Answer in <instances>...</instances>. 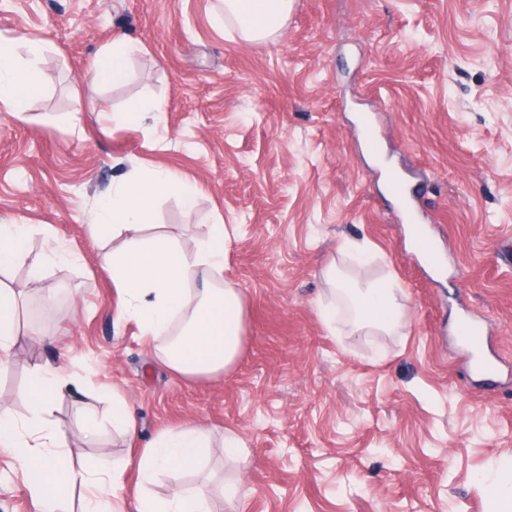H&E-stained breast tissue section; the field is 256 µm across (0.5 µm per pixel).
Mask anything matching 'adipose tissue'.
I'll return each mask as SVG.
<instances>
[{
  "label": "adipose tissue",
  "instance_id": "ef3b65f1",
  "mask_svg": "<svg viewBox=\"0 0 512 512\" xmlns=\"http://www.w3.org/2000/svg\"><path fill=\"white\" fill-rule=\"evenodd\" d=\"M248 41L275 36L284 26L291 0H224ZM26 46L20 56L18 46ZM43 43L20 37H0V106L22 116L27 100L43 87L46 76L36 60ZM172 193L193 202L190 184L168 171L134 177L113 188L98 205L92 231L110 230L125 235L122 247L103 252L102 267L121 298L124 316L134 319L153 344L158 358L186 378L224 374L242 348V296L224 287V227L207 225L193 248L167 235L142 238L140 230L153 219V200ZM360 311L359 323L384 331L398 327L404 317L395 285L377 281L351 293ZM78 381L60 363L36 364L23 398L25 416L0 405V447L10 449L26 477V490L36 512H64V490H88L82 512H112V502L123 488L120 468L88 472L76 468L66 452L68 433L52 419L55 400L73 393ZM102 413L85 423L88 439L105 427L135 433L137 420L120 394L104 395ZM207 429L187 423L158 435L137 460L143 488L136 512H212L211 498L202 489L177 488L165 496L149 486L162 472L193 469L210 448Z\"/></svg>",
  "mask_w": 512,
  "mask_h": 512
}]
</instances>
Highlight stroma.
<instances>
[{
	"instance_id": "stroma-1",
	"label": "stroma",
	"mask_w": 512,
	"mask_h": 512,
	"mask_svg": "<svg viewBox=\"0 0 512 512\" xmlns=\"http://www.w3.org/2000/svg\"><path fill=\"white\" fill-rule=\"evenodd\" d=\"M20 34L46 41L47 82L23 117L0 108V224L31 225L32 253L51 239L72 259L0 272L22 331L0 402L25 415L33 366L66 351L82 390L53 417L75 464L124 467L119 512H135L137 456L186 421L209 430L210 452L151 489L206 487L214 512H495L486 483L512 485V0H293L282 31L259 41L222 0H0V35ZM122 38L140 46L125 81H92ZM78 100L90 108L79 127ZM135 101L164 109L133 121ZM388 164L415 212L391 196ZM154 169L196 199L158 196L145 235L190 248L202 225L229 233L224 281L244 300L243 342L220 377H181L156 358L99 262L112 247L90 230L100 199ZM413 215L439 268L409 241ZM331 264L350 285L397 284L401 325H354ZM54 283L48 308L40 288ZM461 316L486 325L491 380L471 373ZM114 390L136 433L87 441L84 416ZM228 439L241 458L222 454ZM235 483L242 496L227 501ZM0 512H34L6 448Z\"/></svg>"
}]
</instances>
